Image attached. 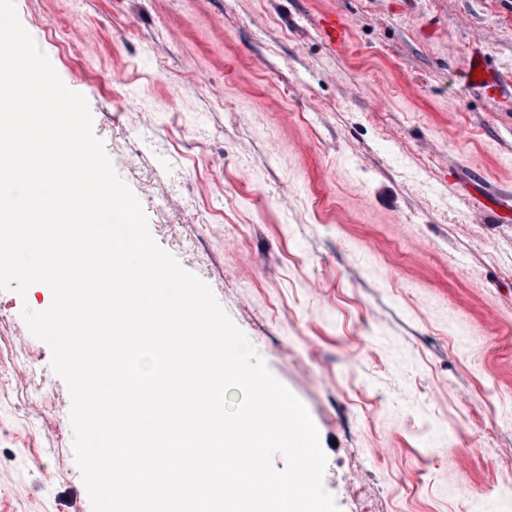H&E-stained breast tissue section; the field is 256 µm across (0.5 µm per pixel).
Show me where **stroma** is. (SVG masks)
<instances>
[{
	"instance_id": "35a3bbf8",
	"label": "stroma",
	"mask_w": 512,
	"mask_h": 512,
	"mask_svg": "<svg viewBox=\"0 0 512 512\" xmlns=\"http://www.w3.org/2000/svg\"><path fill=\"white\" fill-rule=\"evenodd\" d=\"M351 37L330 48L328 2ZM140 203L305 406L340 512H512V0H16ZM481 47L497 102L464 83ZM153 115L152 125L140 122ZM224 158V185L206 167ZM0 290V512H92L71 398ZM315 23L324 42L336 49L345 46L350 39V23L343 13L333 6L315 17Z\"/></svg>"
}]
</instances>
